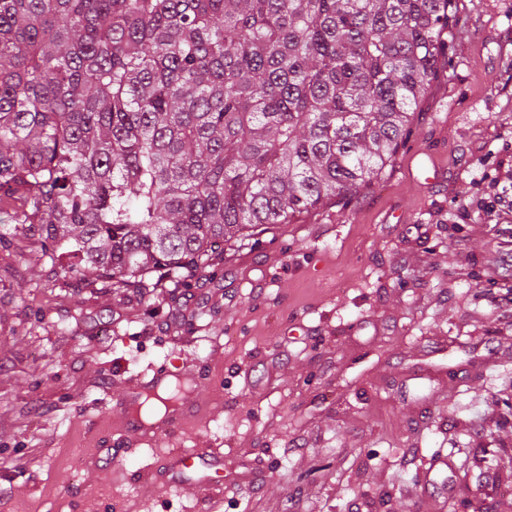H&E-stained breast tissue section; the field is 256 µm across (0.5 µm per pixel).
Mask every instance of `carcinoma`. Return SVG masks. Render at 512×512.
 <instances>
[{"instance_id":"cac0c4a2","label":"carcinoma","mask_w":512,"mask_h":512,"mask_svg":"<svg viewBox=\"0 0 512 512\" xmlns=\"http://www.w3.org/2000/svg\"><path fill=\"white\" fill-rule=\"evenodd\" d=\"M457 0H0V191L85 284L180 288L378 174Z\"/></svg>"}]
</instances>
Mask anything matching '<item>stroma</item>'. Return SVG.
<instances>
[{
  "mask_svg": "<svg viewBox=\"0 0 512 512\" xmlns=\"http://www.w3.org/2000/svg\"><path fill=\"white\" fill-rule=\"evenodd\" d=\"M447 40L391 164L190 287L0 247V512H512V222L467 199L512 176V0ZM182 363L183 428L129 432L128 378Z\"/></svg>",
  "mask_w": 512,
  "mask_h": 512,
  "instance_id": "obj_1",
  "label": "stroma"
}]
</instances>
